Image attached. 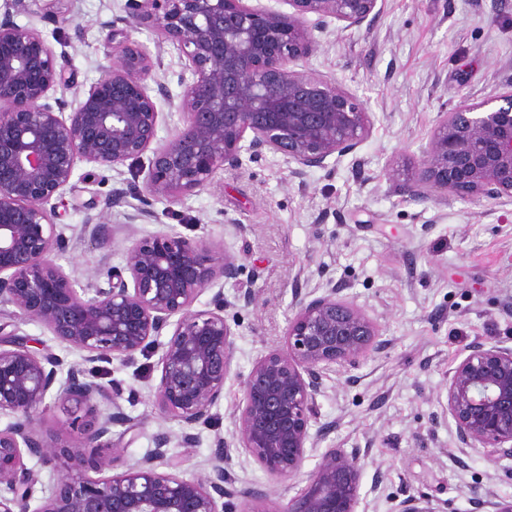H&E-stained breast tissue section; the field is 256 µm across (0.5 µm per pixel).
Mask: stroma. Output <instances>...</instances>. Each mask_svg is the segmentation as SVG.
<instances>
[{"label": "stroma", "mask_w": 512, "mask_h": 512, "mask_svg": "<svg viewBox=\"0 0 512 512\" xmlns=\"http://www.w3.org/2000/svg\"><path fill=\"white\" fill-rule=\"evenodd\" d=\"M125 4L58 0L72 20L64 27L49 19L46 0H0V17L35 27L67 54V100L87 91L118 56L106 45L114 27L160 51L152 76L179 95L183 62L177 50L158 46L149 27L125 22ZM316 39L306 69L354 93L373 116L371 135L353 153L329 157L325 167L298 178L283 156L247 158L181 200L153 201L151 217L134 224L126 219L127 207L105 206L112 190L122 188L121 176L100 170L88 178L85 163L75 170L58 207L67 247L55 261L78 287L106 286L105 271L123 268L131 239L173 231L224 246L243 265L239 279L222 284L227 298L247 288L254 294L250 305L238 308L231 374L212 409L216 427L198 429L192 444L183 443V426L156 406L158 355L102 364L104 386L134 389L121 402L127 421L112 428L104 473L137 465L165 433L166 464L185 478L204 477L216 436L229 441L236 433L241 379L284 340L294 290L318 292L333 281L378 324L390 346L355 368L329 373L317 397V422L330 430L308 442L305 470L326 449H362L358 512H394L406 495L418 493L469 512L475 484L510 497L512 480L478 453L456 464L455 426L443 417L440 399L449 370L471 341L512 345V204L452 193L414 201L401 185L419 166L442 112L464 99L498 94L512 79V0H383L373 26L334 21ZM95 215L103 218L109 247L85 226ZM0 324L42 343L65 365L83 361V352L16 316L14 307L0 305ZM230 467L239 489L267 491L273 508L305 484L301 476H270L241 449L233 451Z\"/></svg>", "instance_id": "35a3bbf8"}]
</instances>
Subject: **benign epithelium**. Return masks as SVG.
<instances>
[{
	"instance_id": "obj_1",
	"label": "benign epithelium",
	"mask_w": 512,
	"mask_h": 512,
	"mask_svg": "<svg viewBox=\"0 0 512 512\" xmlns=\"http://www.w3.org/2000/svg\"><path fill=\"white\" fill-rule=\"evenodd\" d=\"M292 11L245 0H127L128 18L148 24L157 44L173 45L190 77H181L178 109L183 126L156 147L167 87L147 83L156 62L143 45L127 41L76 103L57 96L70 86L69 60L40 32L10 17L0 21V305H10L45 327L84 360L124 363L136 353L161 351L157 406L189 428L211 425L224 396L234 355L228 311L252 302L246 291L229 300L223 289L209 307L199 295L219 281L237 279L242 265L203 238L176 232L135 239L124 270L106 273L108 287L78 290L54 257L65 243L57 223L62 198L80 162L122 173L127 196L141 202L127 215H150L149 198L178 201L207 186L219 170L242 165V152L281 154L297 177L327 158L354 152L373 121L340 84L300 67L314 50L312 31L329 20L372 26L379 0H285ZM152 157L145 158L147 153ZM414 201L438 191L469 200L512 202V82L479 103L466 100L441 114L422 149V162L402 184ZM129 278H124L123 273ZM328 285L310 300L294 290L295 314L284 345L257 360L242 382L236 443L221 448L203 479L157 471L170 438L161 433L151 455L121 474L97 477L106 467L112 425L125 390L97 382L79 366L57 383L62 361L49 349L0 325V415L14 421L0 430V512H272L267 493L239 490L227 465L237 444L271 476L302 473L317 396L328 372L358 366L389 341L365 310ZM168 332L167 341L159 338ZM446 414L455 424L462 456L472 449L496 466L512 460V345L476 339L448 372ZM56 391L60 424L76 434V472L30 510L38 474L24 454L59 467L61 453L37 439L48 394ZM107 398L114 411H100ZM362 450L330 448L307 474L306 484L279 512H357ZM462 456L456 462L466 466ZM473 512H512V497L470 488ZM395 512H442L424 494L408 495Z\"/></svg>"
}]
</instances>
